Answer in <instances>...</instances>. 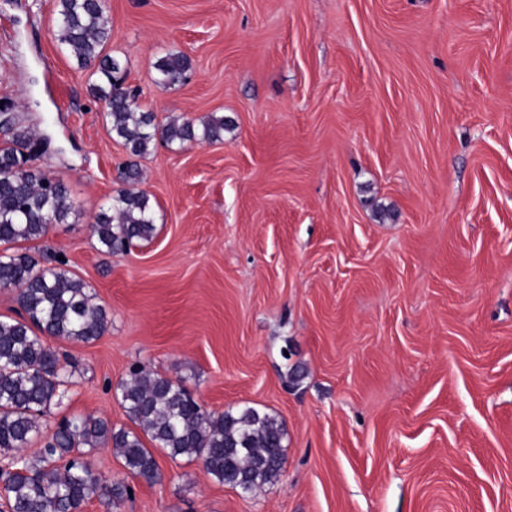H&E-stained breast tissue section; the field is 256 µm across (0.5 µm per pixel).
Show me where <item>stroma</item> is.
<instances>
[{
	"label": "stroma",
	"instance_id": "obj_1",
	"mask_svg": "<svg viewBox=\"0 0 512 512\" xmlns=\"http://www.w3.org/2000/svg\"><path fill=\"white\" fill-rule=\"evenodd\" d=\"M107 54L160 124L222 140L138 164L156 235L101 251L96 215L128 154L56 39L58 0H0V101L67 187V223L20 242L107 313L49 339L71 385L43 418L132 423L142 365L206 410L285 430L278 480L246 493L155 450L83 512H512V0H104ZM186 55L184 80L155 64Z\"/></svg>",
	"mask_w": 512,
	"mask_h": 512
}]
</instances>
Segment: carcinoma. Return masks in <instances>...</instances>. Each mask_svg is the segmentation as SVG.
<instances>
[{
    "label": "carcinoma",
    "instance_id": "1",
    "mask_svg": "<svg viewBox=\"0 0 512 512\" xmlns=\"http://www.w3.org/2000/svg\"><path fill=\"white\" fill-rule=\"evenodd\" d=\"M56 33L80 68L93 67L100 75V83L90 87L91 96L102 104L108 134L130 155L145 156L158 140L182 145L222 138V117L159 126L153 113L140 109L136 94L123 88L125 63L104 53L111 37L104 0H58ZM187 68L188 59L180 53H168L155 65L165 84L179 82ZM0 128L9 142L0 149V244L37 240L68 223V189L29 165L35 138L17 126L7 107L0 108ZM118 173L125 188L92 225L97 242L111 254L151 240L156 231L149 195L139 188L138 164L121 163ZM0 288L16 290L21 308L17 319L0 317V451L9 452L40 435L37 415L59 402L69 383L66 366L43 336L89 343L105 333L107 315L83 281L60 266L41 268L26 254H0ZM120 405L140 432L114 430L93 416L64 421L38 457L20 459L19 471L9 477V512H83L94 496L121 501L128 486L97 473L81 448L110 446L131 474L150 481L158 464L145 437L173 459L201 461L208 474L234 487L246 481L254 491L281 474L284 429L267 413L247 407L216 415L181 384L143 367L121 383Z\"/></svg>",
    "mask_w": 512,
    "mask_h": 512
}]
</instances>
